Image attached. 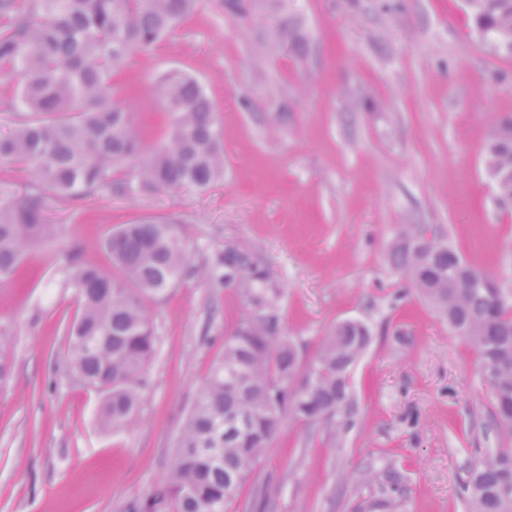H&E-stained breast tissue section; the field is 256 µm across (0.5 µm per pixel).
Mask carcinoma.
<instances>
[{
  "label": "carcinoma",
  "mask_w": 512,
  "mask_h": 512,
  "mask_svg": "<svg viewBox=\"0 0 512 512\" xmlns=\"http://www.w3.org/2000/svg\"><path fill=\"white\" fill-rule=\"evenodd\" d=\"M196 0H0V82L16 86L14 131L0 136V165L33 177L20 201L0 200V275L18 267L25 248L52 238L49 196L77 200L101 189L206 188L224 176L223 132L203 85L173 70L154 80L167 118L163 138L145 154L133 113L112 103V78L128 58L147 52L194 10ZM483 38L512 57V0H466ZM225 9L253 20L247 0ZM496 202L512 207V115L501 117L486 147ZM103 249L116 274L76 260L70 284L81 308L69 327L68 364L102 396L99 422L132 427L143 396L140 374L156 347L148 315L186 272L188 251L170 222L153 217L109 233ZM392 260L414 288L475 348L489 383L494 423L512 437V302L482 269L461 261L443 237L408 224L390 242ZM213 274L249 307L224 342V354L193 403L161 486L127 512H225L269 451L285 421L324 423L340 435L357 404L348 373L369 345V327L345 320L302 365L279 329L276 284L253 257L224 248ZM469 512H512V447L468 464Z\"/></svg>",
  "instance_id": "carcinoma-1"
}]
</instances>
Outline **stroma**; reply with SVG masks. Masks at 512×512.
Segmentation results:
<instances>
[{
	"label": "stroma",
	"instance_id": "obj_1",
	"mask_svg": "<svg viewBox=\"0 0 512 512\" xmlns=\"http://www.w3.org/2000/svg\"><path fill=\"white\" fill-rule=\"evenodd\" d=\"M224 0L131 58L112 100L154 144L165 119L152 80L178 68L212 98L224 177L202 190H100L46 203L57 236L0 276V512H126L158 488L200 388L247 305L211 274L226 244L277 284L283 335L302 363L328 329L358 319L372 339L352 367L354 425L341 437L287 420L227 512L271 484L274 512H467V465L500 447L476 352L401 279L388 244L407 224L442 230L512 296V208L495 202L485 147L512 115V57L484 42L465 0ZM288 38L277 41L282 19ZM168 218L187 271L149 308L157 338L136 424L100 429V396L66 365L79 310L72 259L111 271L104 237ZM395 470L394 493L365 478Z\"/></svg>",
	"mask_w": 512,
	"mask_h": 512
}]
</instances>
